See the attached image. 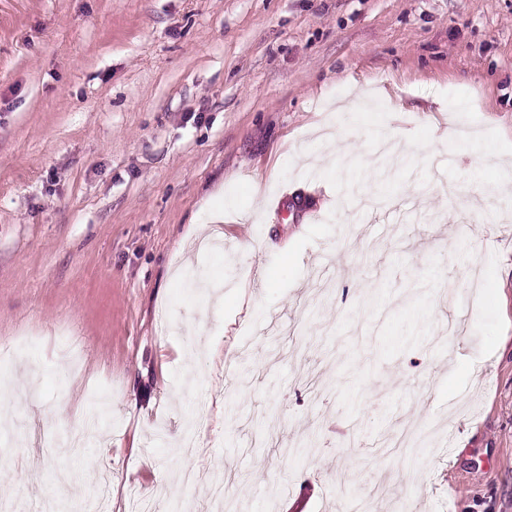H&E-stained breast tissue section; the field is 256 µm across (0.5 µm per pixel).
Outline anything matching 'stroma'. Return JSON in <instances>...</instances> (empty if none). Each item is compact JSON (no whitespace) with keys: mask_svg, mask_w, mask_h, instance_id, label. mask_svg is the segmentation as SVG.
Instances as JSON below:
<instances>
[{"mask_svg":"<svg viewBox=\"0 0 512 512\" xmlns=\"http://www.w3.org/2000/svg\"><path fill=\"white\" fill-rule=\"evenodd\" d=\"M361 126L328 109L353 86ZM351 136L313 166L312 125ZM405 133L385 164L359 151ZM512 0H0V495L512 512ZM261 176L263 213L251 207ZM224 210V251L188 238ZM278 273L266 284L262 268ZM224 272L208 310L193 274ZM111 398L82 397L58 357ZM200 447L174 448L187 423ZM417 428L425 459L391 447ZM199 476L190 488L181 469Z\"/></svg>","mask_w":512,"mask_h":512,"instance_id":"35a3bbf8","label":"stroma"}]
</instances>
